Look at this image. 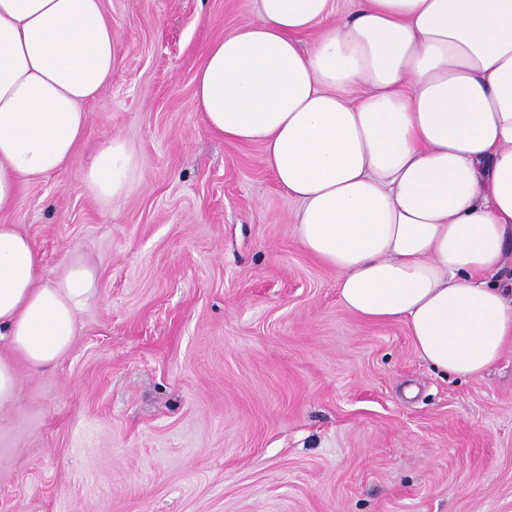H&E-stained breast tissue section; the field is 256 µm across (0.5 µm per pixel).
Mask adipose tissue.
Returning <instances> with one entry per match:
<instances>
[{"label":"adipose tissue","mask_w":512,"mask_h":512,"mask_svg":"<svg viewBox=\"0 0 512 512\" xmlns=\"http://www.w3.org/2000/svg\"><path fill=\"white\" fill-rule=\"evenodd\" d=\"M118 62L103 0H0V341L34 370L71 348L97 277L78 259L45 276L7 218L28 181L71 157ZM193 104L225 140L261 145L346 310L405 322L443 373L477 378L500 360L512 344V0H355L347 14L336 0H255L253 19L206 45ZM83 181L103 204L129 196L133 145L108 140ZM11 357L0 408L16 397Z\"/></svg>","instance_id":"adipose-tissue-1"}]
</instances>
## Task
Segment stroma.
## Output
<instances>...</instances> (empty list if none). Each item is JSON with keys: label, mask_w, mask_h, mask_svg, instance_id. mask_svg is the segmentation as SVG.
Segmentation results:
<instances>
[{"label": "stroma", "mask_w": 512, "mask_h": 512, "mask_svg": "<svg viewBox=\"0 0 512 512\" xmlns=\"http://www.w3.org/2000/svg\"><path fill=\"white\" fill-rule=\"evenodd\" d=\"M104 4L117 68L9 218L46 274L79 257L98 288L55 365L14 360L0 512H512V347L459 378L349 313L261 147L194 109L206 44L254 0ZM116 136L142 179L104 206L83 172Z\"/></svg>", "instance_id": "stroma-1"}]
</instances>
